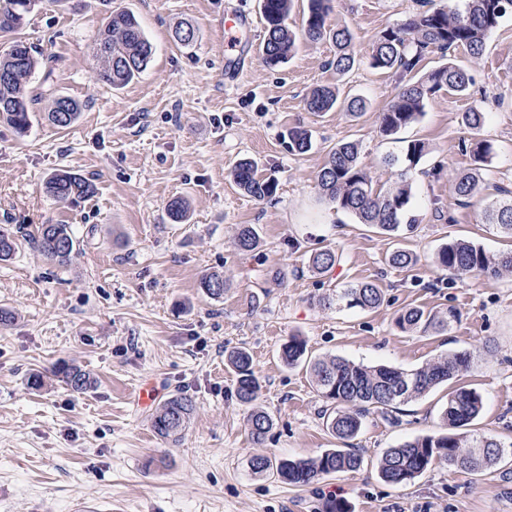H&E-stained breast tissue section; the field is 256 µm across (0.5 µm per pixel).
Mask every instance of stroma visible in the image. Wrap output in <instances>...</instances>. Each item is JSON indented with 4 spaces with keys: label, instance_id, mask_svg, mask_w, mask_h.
I'll return each instance as SVG.
<instances>
[{
    "label": "stroma",
    "instance_id": "stroma-1",
    "mask_svg": "<svg viewBox=\"0 0 512 512\" xmlns=\"http://www.w3.org/2000/svg\"><path fill=\"white\" fill-rule=\"evenodd\" d=\"M241 4L253 16L259 48V0H53L28 17L22 34L40 59L30 90L68 95L81 112L65 130L48 120L45 101L25 133L0 121V230L64 224L74 251L61 265L25 245L0 261V307L15 313L0 326V512L80 505L97 512H324L336 499L352 512H512V272L494 281L457 278L435 264L451 238L493 258L512 248L484 224L483 200L463 206L454 192L457 175L472 164L461 120L472 107L486 112L483 135L494 146L483 199L512 190V18L490 33L482 59L456 51L475 78L469 96L437 93L395 140L381 134L379 116L397 78L370 68L366 56L382 29L418 11V0H332L328 22L354 31L361 60L341 79L327 66L333 45L302 38L307 0H295L288 17L299 35L294 55L271 67L258 51L229 82L224 13ZM113 9L132 12L154 50L147 70L120 89L98 81L94 59ZM181 24L196 32L190 45L174 38ZM323 85L364 98V114L307 112L306 97ZM297 126L312 133L311 149L300 155L288 149V131ZM405 139L425 141L430 152L412 173L417 223L402 240L336 208L316 175L330 148L355 141L374 181L389 188L396 171L385 159ZM242 158L256 162L257 177H277L273 199L236 186L231 170ZM59 169L92 179L93 194L53 199L45 181ZM176 197L188 203L181 223L167 214ZM242 224L260 233L249 254L235 247ZM323 245L341 260L332 273L316 275L309 256ZM400 246L417 255L415 266L389 264ZM211 272L226 281L218 300L199 286ZM361 281L383 290L374 311L319 306V296ZM411 307L452 309L458 319L445 332L406 331L395 318ZM292 335L316 359L405 370L470 352L463 382L483 402L474 427L504 444L503 459L478 473L437 463L400 486L380 477L387 449L441 431L443 385L394 416L364 419L352 441L364 457L359 471L309 486L254 476L253 457L307 459L342 445L326 426V403L309 371L280 358ZM238 348L250 353L261 385L250 408L238 402L225 359ZM62 364L88 372L91 388L76 393L52 377ZM37 372L49 376L38 391L27 385ZM147 381L160 387L161 400L181 391L193 397L197 411L177 437H159L155 408L138 407ZM253 408L273 421L260 445L247 425Z\"/></svg>",
    "mask_w": 512,
    "mask_h": 512
}]
</instances>
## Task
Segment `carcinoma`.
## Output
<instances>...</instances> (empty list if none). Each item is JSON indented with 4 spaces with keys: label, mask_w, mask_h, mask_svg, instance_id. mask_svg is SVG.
Masks as SVG:
<instances>
[{
    "label": "carcinoma",
    "mask_w": 512,
    "mask_h": 512,
    "mask_svg": "<svg viewBox=\"0 0 512 512\" xmlns=\"http://www.w3.org/2000/svg\"><path fill=\"white\" fill-rule=\"evenodd\" d=\"M293 0H260L259 7L265 22L263 59L269 66L284 63L296 50V34L288 27V15ZM331 0H307V18L303 36L309 41L330 40L336 53L328 66L336 75L344 76L358 64L354 49L355 34L347 26L332 27L327 23ZM38 0H0V18L12 20L10 27H0L4 39L0 48V119H5L20 131L26 130L36 111L40 96L28 87L37 66L35 47L18 37L26 17ZM512 15V0H466L464 9L450 6L417 11L396 26L379 32L368 51L369 66L375 70L411 77L399 88L388 108L381 113L380 131L395 136L416 123L423 115L427 102L438 92L466 96L474 85V78L464 66L450 59L418 78L412 75L429 51H439L442 57L456 49L465 50L473 60H479L486 51L487 34L504 18ZM153 47L145 33L127 11L109 16L106 27L96 43L98 79L114 88H121L138 78L148 68ZM308 111L331 112L340 108L357 117L366 110L361 97L340 98L338 90L320 86L306 99ZM80 104L67 95L53 100L49 120L60 129L70 127L77 119ZM486 113L471 109L462 113V123L470 138L465 144L473 167L460 174L455 192L461 204L468 205L483 190V166L493 154V144L482 137ZM292 150L303 154L312 146V135L307 129L294 128L288 132ZM426 142L406 141L401 155H394L388 164L398 167L394 185L382 192L375 188L370 172L360 161L359 145L344 142L331 148L327 160L318 172L317 183L328 200L339 208L353 213L360 223L370 224L381 233L399 237L414 228L416 219L410 215L412 171L427 155ZM255 162L243 159L233 168L236 185L258 200L276 195L278 181L269 176L256 177ZM46 192L59 202L85 198L95 190L93 182L66 169L54 172L45 183ZM501 198L488 203L483 211L485 223L497 233L512 238V191L500 190ZM30 241L47 258L66 263L73 252L74 240L65 224H41L36 231L16 235L0 231V260H8L22 244ZM236 248L242 253L253 252L259 245L255 225L243 224L235 237ZM417 262L414 252L397 248L389 256V263L398 268L412 267ZM437 266L455 276L482 275L489 280L502 272H512V252H504L491 259L485 251L470 241L450 239L439 246ZM339 263L333 248L324 247L311 254L309 268L323 274ZM224 277L208 273L200 280V288L209 298L217 300L224 295ZM324 308L359 309L370 311L383 302V290L374 282H361L336 289L335 293L318 299ZM457 314L448 310L446 315L412 307L396 317V324L404 330L427 332L446 331ZM284 364L296 367L308 364L319 396L329 405H350L352 410H339L327 415L326 426L342 441L356 438L362 420L372 410L383 414L397 405L415 400L442 383L468 372L472 357L466 351L441 356L414 370L386 365L368 366L343 357L309 360L305 339L290 336L280 351ZM227 362L236 375L237 400L252 404L258 397L260 383L250 354L242 349L230 352ZM63 381L75 392H83L91 385L90 375L76 366L59 370ZM483 408L481 397L475 391L458 387L448 393L442 412L446 431L408 440L388 449L378 464L380 477L395 485L406 484L423 474L433 463L460 467L478 472L499 463L503 457L500 443L484 435L470 434L465 428L479 416ZM195 411L192 397L184 392L172 396L153 420L158 436L167 439L178 435L188 424ZM252 440L262 443L272 428L271 417L260 410H251L247 417ZM364 464L362 455L349 448H330L321 455L308 459L282 458L273 463L265 456L251 460L256 475L274 471L284 483L308 485L320 478L338 472H354Z\"/></svg>",
    "instance_id": "1"
}]
</instances>
